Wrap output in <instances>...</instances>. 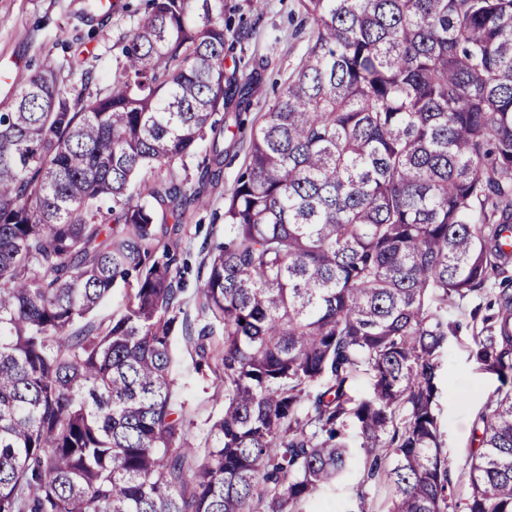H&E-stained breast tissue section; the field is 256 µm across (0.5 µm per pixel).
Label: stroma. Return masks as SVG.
I'll list each match as a JSON object with an SVG mask.
<instances>
[{
	"label": "stroma",
	"instance_id": "obj_1",
	"mask_svg": "<svg viewBox=\"0 0 512 512\" xmlns=\"http://www.w3.org/2000/svg\"><path fill=\"white\" fill-rule=\"evenodd\" d=\"M88 0H0V105L11 100L17 88L43 67H63L72 87H79L82 65L96 61L99 82L113 75L122 47L145 18V0H112L110 13L88 9ZM242 7L244 26L240 38L227 44L224 68L233 70L238 59L260 65L262 79L255 87L244 117L258 121L276 102L284 83L308 47L301 32L299 0H263L260 9L247 8L246 0H228ZM244 168L243 150L224 156L223 180L206 203L190 211L168 239L184 266L182 308L190 319L201 320L196 290L207 273L213 242L224 238V197ZM512 294V263L492 275L483 289L449 308L448 319L457 333L448 339L440 358L437 385L444 446L452 462L451 480L457 497H465V462L475 429V417L486 399L499 387L495 373L471 351V338L484 323L495 321L504 296ZM177 384L184 403L187 437L193 446L204 444L212 422L224 409V384L213 367L200 364L198 356L175 342ZM360 478L359 464H352L342 483L324 489L303 505V512H352V488Z\"/></svg>",
	"mask_w": 512,
	"mask_h": 512
}]
</instances>
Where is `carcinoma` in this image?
I'll list each match as a JSON object with an SVG mask.
<instances>
[{"label": "carcinoma", "mask_w": 512, "mask_h": 512, "mask_svg": "<svg viewBox=\"0 0 512 512\" xmlns=\"http://www.w3.org/2000/svg\"><path fill=\"white\" fill-rule=\"evenodd\" d=\"M300 6L310 44L250 128L197 329L156 206L204 204L260 80L224 71L227 0H149L111 82L71 100L49 66L0 107V512H301L355 448L357 512L378 486L388 512H512V312L472 337L501 386L463 501L435 383L448 308L512 258V0ZM119 280L126 311L93 320ZM179 337L222 372L203 448Z\"/></svg>", "instance_id": "carcinoma-1"}]
</instances>
